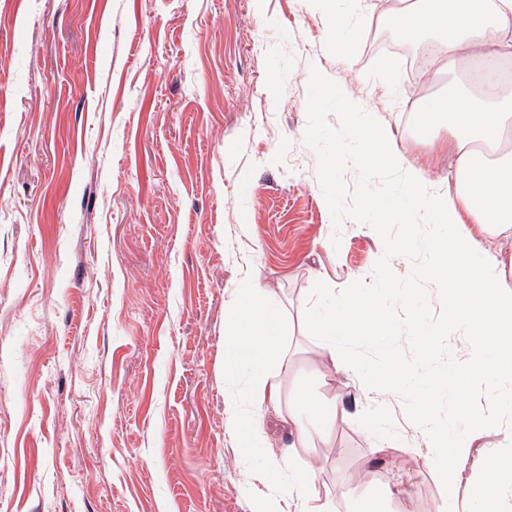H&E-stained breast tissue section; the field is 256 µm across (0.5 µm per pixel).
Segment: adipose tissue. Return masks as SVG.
<instances>
[{
    "instance_id": "1",
    "label": "adipose tissue",
    "mask_w": 512,
    "mask_h": 512,
    "mask_svg": "<svg viewBox=\"0 0 512 512\" xmlns=\"http://www.w3.org/2000/svg\"><path fill=\"white\" fill-rule=\"evenodd\" d=\"M512 0H419L399 10L403 38L415 41L432 34L443 52L431 56L425 77L438 74L445 60L470 71L475 59L497 61L512 55ZM422 137L446 132L456 144L451 177L457 199L470 212L484 238L512 239V93L499 84L470 90L458 85L434 101L423 102L414 115ZM224 317V377L245 378L232 400L229 423L235 446L244 459L257 456L293 460L325 438L336 407L317 400L303 387L284 392L281 370L289 361L284 313L269 300L267 289L242 277L226 303ZM318 331L322 356L331 366L356 368L349 343L366 339L385 344L394 328L377 315L369 294L350 290L348 300L308 314ZM274 417L279 432L292 436L290 444L273 447L265 431L266 417ZM253 490L251 512H286L297 499L301 512H326L311 485L308 468L273 466Z\"/></svg>"
}]
</instances>
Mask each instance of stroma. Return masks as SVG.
Returning a JSON list of instances; mask_svg holds the SVG:
<instances>
[{"label": "stroma", "mask_w": 512, "mask_h": 512, "mask_svg": "<svg viewBox=\"0 0 512 512\" xmlns=\"http://www.w3.org/2000/svg\"><path fill=\"white\" fill-rule=\"evenodd\" d=\"M400 0H0V512H250L225 409V303L250 275L284 309L288 376L347 413L301 456L330 512L389 494L443 512L401 398L379 421L353 372L319 383L305 326L316 282L372 283V226L334 227L305 141L322 71L447 190L446 135L415 128L419 93L458 82L381 73L371 32ZM340 43H332V35ZM455 469L478 512L512 428L471 433Z\"/></svg>", "instance_id": "35a3bbf8"}]
</instances>
